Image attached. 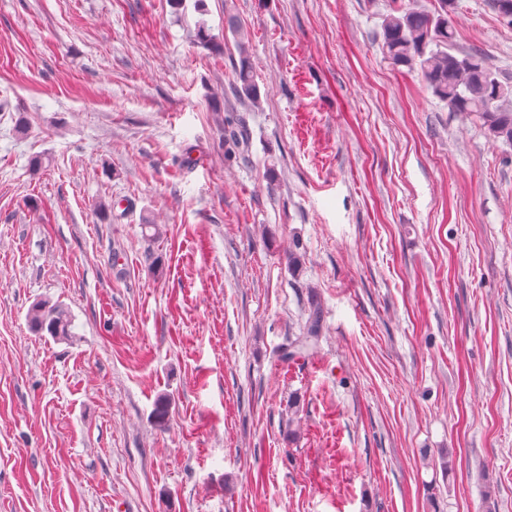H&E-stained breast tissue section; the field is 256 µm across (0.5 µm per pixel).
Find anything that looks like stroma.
Segmentation results:
<instances>
[{
  "label": "stroma",
  "mask_w": 512,
  "mask_h": 512,
  "mask_svg": "<svg viewBox=\"0 0 512 512\" xmlns=\"http://www.w3.org/2000/svg\"><path fill=\"white\" fill-rule=\"evenodd\" d=\"M490 2L456 46L512 80ZM389 4L0 0V512H512V146L385 58ZM240 35L241 33L239 32V36ZM240 38L241 41L238 45L239 59L234 63L236 89L240 96L251 101H256L259 97V88L255 82L251 56L249 55L241 36ZM28 323L34 335L47 334L57 341H70L73 338L72 315L59 301L45 299L36 302L28 313ZM321 336V310L318 303L310 309L303 331L293 340L288 341L283 349L282 358L290 360L296 355L312 354L319 344Z\"/></svg>",
  "instance_id": "obj_1"
}]
</instances>
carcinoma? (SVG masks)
<instances>
[{
  "label": "carcinoma",
  "instance_id": "1",
  "mask_svg": "<svg viewBox=\"0 0 512 512\" xmlns=\"http://www.w3.org/2000/svg\"><path fill=\"white\" fill-rule=\"evenodd\" d=\"M433 11L414 10L405 0H393V6L383 18L380 44L383 53L395 66H404L418 73L433 95L448 106V110L465 119L481 123L489 136L512 144V82L503 81L479 52L454 54L455 30L452 20L454 0H437ZM198 45L221 52L224 44L211 29L200 26L196 31ZM239 59L234 63L236 89L239 95L255 101L259 88L255 82L251 56L244 42H239ZM31 332L45 334L57 341L73 338V318L61 302L41 300L28 313ZM321 336V310L315 304L310 309L302 333L288 341L282 358L313 353ZM171 399L159 396L152 412L155 426L166 427Z\"/></svg>",
  "mask_w": 512,
  "mask_h": 512
}]
</instances>
